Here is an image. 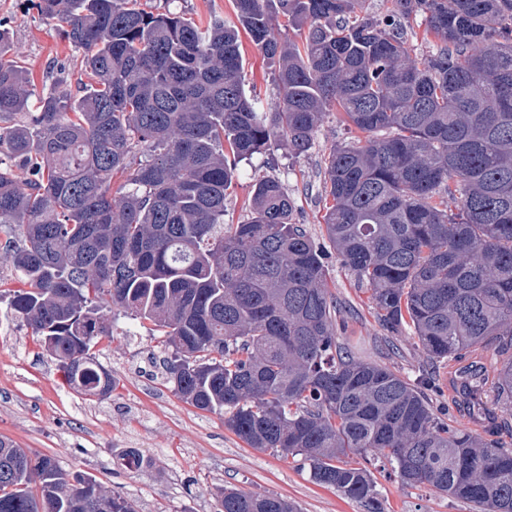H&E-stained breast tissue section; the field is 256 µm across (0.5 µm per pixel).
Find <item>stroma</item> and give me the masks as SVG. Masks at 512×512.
<instances>
[{"label": "stroma", "instance_id": "1", "mask_svg": "<svg viewBox=\"0 0 512 512\" xmlns=\"http://www.w3.org/2000/svg\"><path fill=\"white\" fill-rule=\"evenodd\" d=\"M0 24L9 32L42 90L50 69L63 65L76 78L81 52L55 20L38 13L33 0H0ZM246 89L265 105L278 100L275 72L250 39H243ZM356 133L339 112L327 111L308 152L279 148L238 166L225 223L246 219L252 185L263 176L279 178L296 201L295 217L313 236L321 234L322 167L332 146ZM13 267L0 253V436L20 447L55 458L73 476L96 481L109 493L130 499L136 512H217L221 488L270 493L295 502L301 512H365L361 503L316 484L300 459L249 447L219 413L198 410L179 397L163 377L171 350L150 321L114 312L111 336L95 348L114 388L86 397L60 383L57 365L37 344L26 322L9 310ZM328 283L347 321L344 340L360 358L387 365L408 380L426 375L440 385L432 400L438 414L459 430L488 432L512 441V415L484 425L464 406L447 368L430 363L411 334L386 337L353 275L337 259L328 264ZM137 448L153 460L150 469L125 468V450ZM385 512H473L467 502L428 488H410L387 472H376Z\"/></svg>", "mask_w": 512, "mask_h": 512}]
</instances>
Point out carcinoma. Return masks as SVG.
I'll return each mask as SVG.
<instances>
[{
    "mask_svg": "<svg viewBox=\"0 0 512 512\" xmlns=\"http://www.w3.org/2000/svg\"><path fill=\"white\" fill-rule=\"evenodd\" d=\"M232 0L195 22L138 0H37L82 50L85 78L37 99L0 29V249L11 314L69 388L112 393L92 349L108 313L148 320L173 354L166 382L224 414L249 447L301 456L313 481L383 512L367 456L399 481L512 512V444L462 432L426 389L348 352L328 286L336 254L387 336L409 331L448 364L464 403L512 415V0ZM441 45L411 55L408 23ZM282 17L304 35L282 40ZM275 66L274 112L247 94L240 32ZM363 135L324 161L323 236L296 222L274 177L224 223L237 163L300 155L330 108ZM118 186H112L114 179ZM458 195L457 211L448 197ZM130 470L151 466L138 449ZM220 512H298L273 494L220 492ZM0 512H135L53 457L0 437Z\"/></svg>",
    "mask_w": 512,
    "mask_h": 512,
    "instance_id": "1",
    "label": "carcinoma"
}]
</instances>
